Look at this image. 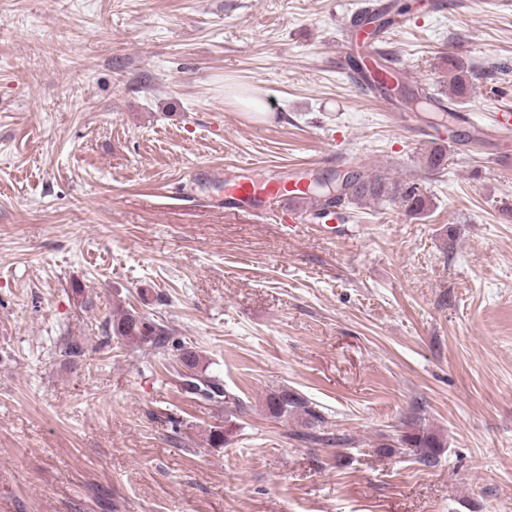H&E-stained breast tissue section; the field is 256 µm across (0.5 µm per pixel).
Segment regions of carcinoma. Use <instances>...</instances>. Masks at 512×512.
<instances>
[{
    "label": "carcinoma",
    "mask_w": 512,
    "mask_h": 512,
    "mask_svg": "<svg viewBox=\"0 0 512 512\" xmlns=\"http://www.w3.org/2000/svg\"><path fill=\"white\" fill-rule=\"evenodd\" d=\"M468 67L457 58L448 59V81L450 94L457 100L468 97L471 87L467 78ZM370 89L384 97H396L408 105L430 104L439 111V126L447 127L458 119L455 104L444 103L435 94L422 91L414 92L403 85H389L382 77L377 76L369 83ZM310 194L322 202L323 207L344 206L350 209L363 203L394 202L405 208L413 216H420L432 205L430 196L414 182H390L387 179L372 175L365 170L348 171L340 181L313 180L309 184ZM105 332L109 337H116L136 348L142 356L149 357L158 353L161 348L168 347L171 336L170 329L163 323L152 321L135 309H116L105 320ZM177 359L190 361L191 368L201 380L209 381L208 365L197 352L178 347ZM267 409L275 418L300 415L303 417V430L295 433L297 440L305 443H322L331 440L324 430L325 417L309 404L302 396L286 389L274 390L267 397ZM399 444L397 451L413 457V460L424 466H432L438 462L442 452V444L432 433L402 432L396 438Z\"/></svg>",
    "instance_id": "cac0c4a2"
}]
</instances>
